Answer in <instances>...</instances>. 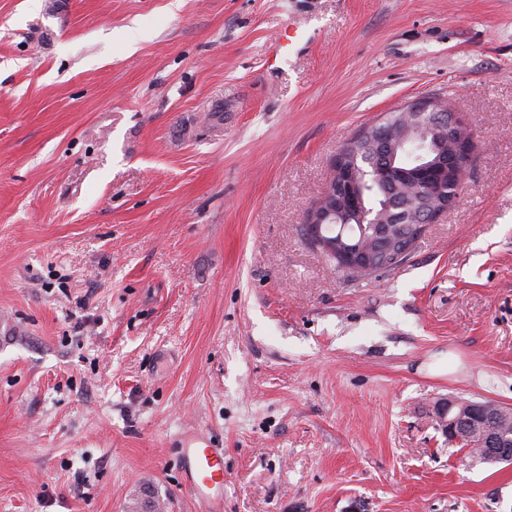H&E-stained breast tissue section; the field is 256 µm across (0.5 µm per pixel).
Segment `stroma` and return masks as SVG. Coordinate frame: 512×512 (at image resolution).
Instances as JSON below:
<instances>
[{"label":"stroma","mask_w":512,"mask_h":512,"mask_svg":"<svg viewBox=\"0 0 512 512\" xmlns=\"http://www.w3.org/2000/svg\"><path fill=\"white\" fill-rule=\"evenodd\" d=\"M431 95L481 152L407 262L346 278L306 214ZM449 396L512 408V0H0V512H210L187 430L222 512H512ZM181 446L186 486L196 499L219 511L224 502V448L196 433Z\"/></svg>","instance_id":"obj_1"}]
</instances>
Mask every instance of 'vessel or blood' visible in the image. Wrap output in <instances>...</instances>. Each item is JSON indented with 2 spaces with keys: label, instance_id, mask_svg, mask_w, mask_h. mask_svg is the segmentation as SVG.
<instances>
[{
  "label": "vessel or blood",
  "instance_id": "vessel-or-blood-1",
  "mask_svg": "<svg viewBox=\"0 0 512 512\" xmlns=\"http://www.w3.org/2000/svg\"><path fill=\"white\" fill-rule=\"evenodd\" d=\"M186 485L199 501L219 507L224 501V450L195 434L182 445Z\"/></svg>",
  "mask_w": 512,
  "mask_h": 512
}]
</instances>
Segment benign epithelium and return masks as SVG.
<instances>
[{
    "mask_svg": "<svg viewBox=\"0 0 512 512\" xmlns=\"http://www.w3.org/2000/svg\"><path fill=\"white\" fill-rule=\"evenodd\" d=\"M397 111L399 115L374 123L372 147L382 157L378 161V173L381 174L396 164L398 147L404 139L402 131L425 126L432 130L435 139L442 145V151L437 156L426 151L418 153L417 160L412 163L411 172L414 177L424 183L435 173L443 175L448 172L457 178L458 184H464L465 172L473 157L472 143L465 138L466 120L451 108L439 109L437 101L431 97L408 101L397 108ZM340 157L341 153H336L326 188L308 211L305 221L306 236L315 246L328 245L322 235V225L340 222L347 224L358 212L359 201L354 198L348 176L341 169ZM419 203L423 224L418 226L416 233L420 235L426 225L434 223L448 212L450 205L437 201L430 195L420 197ZM379 236L375 251L389 253L384 241V237L388 236V228L380 229ZM373 252L362 250L347 255L344 258V270L354 275L362 273L373 260ZM493 407L495 404L489 402L443 398L436 404L435 420L448 441L460 443L467 435L472 439L469 447L483 448L486 458L511 464L512 437L500 434L495 429L490 417Z\"/></svg>",
    "mask_w": 512,
    "mask_h": 512,
    "instance_id": "benign-epithelium-1",
    "label": "benign epithelium"
}]
</instances>
